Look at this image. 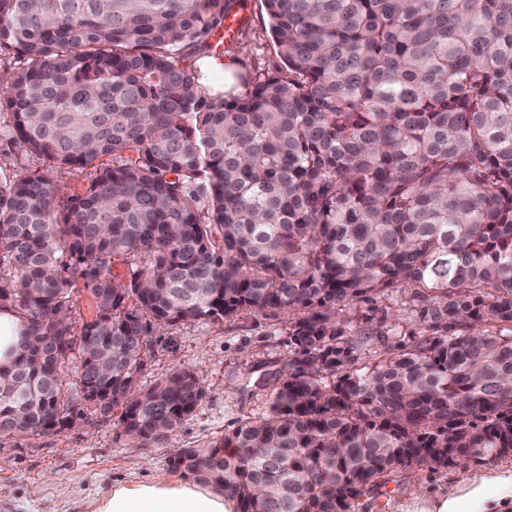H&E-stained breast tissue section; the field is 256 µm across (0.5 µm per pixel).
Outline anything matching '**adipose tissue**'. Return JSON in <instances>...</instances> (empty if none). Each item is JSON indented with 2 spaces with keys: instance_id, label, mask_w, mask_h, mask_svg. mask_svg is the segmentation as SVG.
I'll return each instance as SVG.
<instances>
[{
  "instance_id": "obj_1",
  "label": "adipose tissue",
  "mask_w": 512,
  "mask_h": 512,
  "mask_svg": "<svg viewBox=\"0 0 512 512\" xmlns=\"http://www.w3.org/2000/svg\"><path fill=\"white\" fill-rule=\"evenodd\" d=\"M223 491L159 472L151 478L113 485L90 512H236ZM396 512H512V466L492 469L436 492H423Z\"/></svg>"
}]
</instances>
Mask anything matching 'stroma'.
<instances>
[{
	"instance_id": "35a3bbf8",
	"label": "stroma",
	"mask_w": 512,
	"mask_h": 512,
	"mask_svg": "<svg viewBox=\"0 0 512 512\" xmlns=\"http://www.w3.org/2000/svg\"><path fill=\"white\" fill-rule=\"evenodd\" d=\"M239 12L243 22L225 40V56L268 68L277 61L278 48L264 0H241ZM377 307L371 317L355 308L347 311L358 336L355 354L364 363L414 342V327L394 300L379 301ZM382 312L395 327L393 335L380 334ZM286 328L283 318L255 314L218 325L178 324L152 334L153 353L141 384L153 386L179 369L195 372L204 396L192 416L163 439L143 445L129 441L113 419L96 414L59 434L15 438L0 446V512H89L88 502L99 491L169 471L173 449L204 447L266 415L274 395L271 375L288 361ZM478 469L472 462L435 473L414 469L388 483L384 496L362 497L353 512H394L399 501L456 484Z\"/></svg>"
}]
</instances>
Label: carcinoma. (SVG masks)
<instances>
[{"instance_id": "1", "label": "carcinoma", "mask_w": 512, "mask_h": 512, "mask_svg": "<svg viewBox=\"0 0 512 512\" xmlns=\"http://www.w3.org/2000/svg\"><path fill=\"white\" fill-rule=\"evenodd\" d=\"M236 4L0 0V310L27 327L0 445L84 417L94 379L97 413L162 439L203 388H143L148 336L261 313L291 347L269 414L169 456L238 512H351L416 467L512 456V0H265L280 62L215 90L188 60L221 55ZM89 167L62 197L51 172ZM393 290L422 339L361 365L336 305Z\"/></svg>"}]
</instances>
